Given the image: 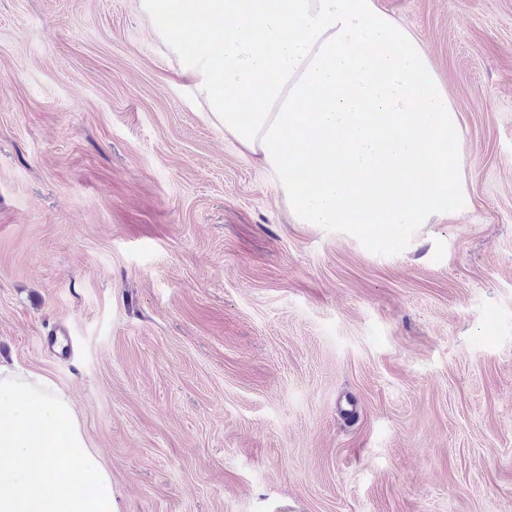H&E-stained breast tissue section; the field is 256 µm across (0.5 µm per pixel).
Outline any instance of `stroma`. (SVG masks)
<instances>
[{
	"instance_id": "1",
	"label": "stroma",
	"mask_w": 512,
	"mask_h": 512,
	"mask_svg": "<svg viewBox=\"0 0 512 512\" xmlns=\"http://www.w3.org/2000/svg\"><path fill=\"white\" fill-rule=\"evenodd\" d=\"M469 206L385 257L294 223L140 0H0V362L119 512H512V0H379Z\"/></svg>"
}]
</instances>
